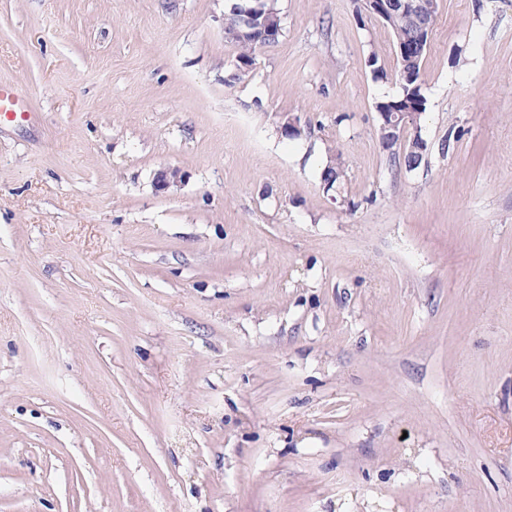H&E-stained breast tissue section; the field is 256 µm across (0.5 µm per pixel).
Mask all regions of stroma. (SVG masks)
I'll return each mask as SVG.
<instances>
[{
	"mask_svg": "<svg viewBox=\"0 0 512 512\" xmlns=\"http://www.w3.org/2000/svg\"><path fill=\"white\" fill-rule=\"evenodd\" d=\"M234 2L0 0V512H512V0H437L413 170L386 27L230 86Z\"/></svg>",
	"mask_w": 512,
	"mask_h": 512,
	"instance_id": "35a3bbf8",
	"label": "stroma"
}]
</instances>
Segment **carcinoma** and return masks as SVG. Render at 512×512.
Masks as SVG:
<instances>
[{
	"mask_svg": "<svg viewBox=\"0 0 512 512\" xmlns=\"http://www.w3.org/2000/svg\"><path fill=\"white\" fill-rule=\"evenodd\" d=\"M437 20L433 4L428 7L419 21L409 17L398 7H393L381 23L388 27L394 37L395 45L410 46L420 39L419 24H424L429 31L434 30ZM224 23L229 28L230 36L227 40L238 48V55L234 70L229 73L224 82L232 85L250 72L255 59V53L266 47L263 33L267 25L282 27V20L275 0L265 5V12L251 20V25L245 27L237 24L234 13L224 15ZM426 50H421L415 55L396 57L395 79L399 83L400 92L397 96L383 99L377 102L379 112H418L425 115L427 112V99L423 93L421 82V64Z\"/></svg>",
	"mask_w": 512,
	"mask_h": 512,
	"instance_id": "cac0c4a2",
	"label": "carcinoma"
}]
</instances>
